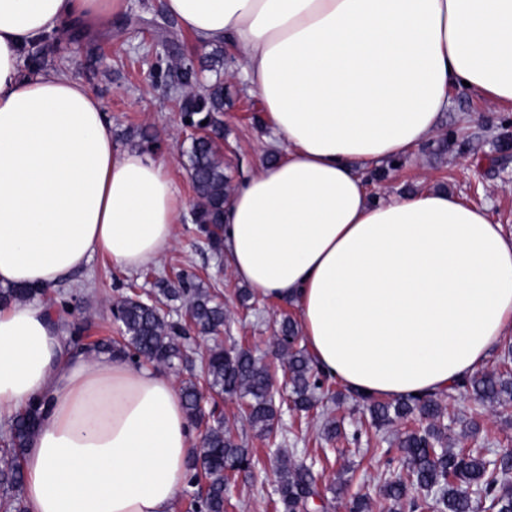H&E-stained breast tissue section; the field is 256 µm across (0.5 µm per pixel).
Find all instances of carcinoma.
Returning a JSON list of instances; mask_svg holds the SVG:
<instances>
[{
	"mask_svg": "<svg viewBox=\"0 0 512 512\" xmlns=\"http://www.w3.org/2000/svg\"><path fill=\"white\" fill-rule=\"evenodd\" d=\"M175 62L167 66L184 78L181 88L169 101L179 112L182 124L202 134L190 136L186 152L187 170L195 193L192 220L200 241L211 251L224 248V207L230 200L229 177L224 173V155L217 141L224 137V83L217 79L200 83L195 60L179 50L180 37L174 23L156 34ZM158 305L145 302L137 293L122 298L117 319L122 326V346L99 342L97 351L119 352L135 363L144 360L182 368L188 377L181 388L187 418L205 424L200 448L188 463L190 481L204 480L198 491L200 512H225L228 473L255 465L251 449L231 436L221 419L206 417L203 393L237 399L245 406L246 421L267 438H276L277 409L273 383L267 367L243 347H224L216 342L206 349L205 366L200 374L181 339L191 330L201 336L220 332L226 322L224 303L203 283L161 279L152 291ZM46 296L41 287L0 288V305L6 307ZM178 302L189 315L185 326L169 318L162 305ZM297 323L286 315L280 322L277 345L288 369L291 389L289 401L297 413H309L319 401H341L342 393L331 392V377L316 367L310 353L296 345ZM469 394L477 407L512 406V371H478L455 386ZM370 412L377 427H383L414 414L428 421L426 429L413 430L389 443L396 448L399 461L411 474V484L390 479L383 487L382 499L373 503L356 499L350 512H512V450L506 448L490 459L482 448H450L442 425L445 407L438 394L398 398L380 402L372 396L357 395ZM39 406L33 404L16 414L9 434L0 441V508L3 512H27L22 489L19 459L30 436L37 429ZM275 488L282 512H308L310 500L320 496L313 471L288 457L281 460Z\"/></svg>",
	"mask_w": 512,
	"mask_h": 512,
	"instance_id": "carcinoma-1",
	"label": "carcinoma"
}]
</instances>
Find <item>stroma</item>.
Masks as SVG:
<instances>
[{
  "instance_id": "obj_1",
  "label": "stroma",
  "mask_w": 512,
  "mask_h": 512,
  "mask_svg": "<svg viewBox=\"0 0 512 512\" xmlns=\"http://www.w3.org/2000/svg\"><path fill=\"white\" fill-rule=\"evenodd\" d=\"M163 15L161 0H128L124 14L91 29L93 45L63 37L36 44L35 50L47 65L68 62L73 74L99 97L117 145L137 144V131L151 127L163 142L160 157L180 197L190 202L195 198L186 170L190 142L178 113L155 86L157 48L148 32L132 24L138 16L158 20ZM206 78L224 83V138L219 148L226 172L236 184L268 160L262 142L269 129L260 97L235 77L232 64H225L217 73L207 72ZM448 97L436 138L400 159L398 168L385 180L370 183V193L387 201L445 189L466 202L489 206L495 222L511 234L512 105H488L479 93L465 87L451 89ZM224 261V256L198 242L193 224L186 219L177 224L173 244L152 264L150 273L122 269L111 258L99 255L84 270L50 289L49 296L57 303L68 302L71 312L64 320L66 328L81 327L86 342L91 343L119 336L120 325L112 315V305L130 289L149 292L157 279L173 281L180 275H196L224 296L227 319L220 340L250 349L268 366L276 384H283L284 364L273 338L281 317L295 315L296 310L270 299H256L251 307L242 306L238 296L241 284L231 271L222 270ZM445 403V422L457 445L512 448V406L479 412L456 392ZM224 416L233 436L260 459L259 465L233 477L226 512H276L271 498L277 484L278 451H293L298 460H305L306 450L324 447L319 433L328 418L336 421L341 433L332 442L336 452L329 464L317 471L326 512H349L352 498L358 495L378 498L390 473L405 472L400 463H387L383 452L398 433L410 429V422L372 427L367 411L352 397L339 404H320L302 417L282 409L276 428L285 432L286 439L277 449L269 447L263 434L241 418L238 401L225 400Z\"/></svg>"
}]
</instances>
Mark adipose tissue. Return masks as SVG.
<instances>
[{"instance_id": "obj_1", "label": "adipose tissue", "mask_w": 512, "mask_h": 512, "mask_svg": "<svg viewBox=\"0 0 512 512\" xmlns=\"http://www.w3.org/2000/svg\"><path fill=\"white\" fill-rule=\"evenodd\" d=\"M127 0H0V286H57L98 255L137 270L186 210L163 161L122 148L98 98L28 50ZM237 55L282 155L224 209L238 281L296 308L318 367L355 392L450 391L512 330V236L424 191L377 203L370 168L431 139L450 88L512 103V0H164ZM40 403L29 512H174L194 446L173 378L76 351L34 300L0 308V413Z\"/></svg>"}]
</instances>
